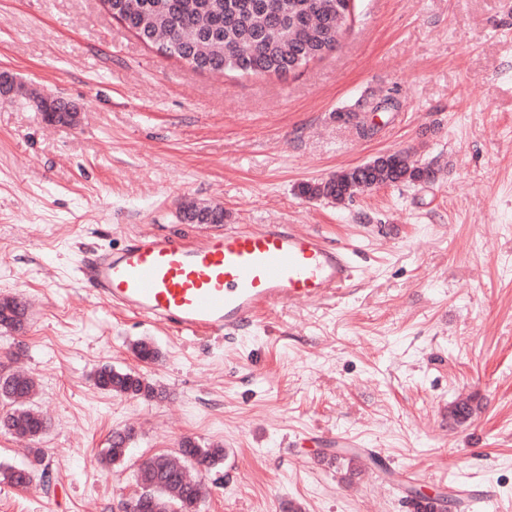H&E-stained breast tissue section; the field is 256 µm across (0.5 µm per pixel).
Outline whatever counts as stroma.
<instances>
[{
  "mask_svg": "<svg viewBox=\"0 0 512 512\" xmlns=\"http://www.w3.org/2000/svg\"><path fill=\"white\" fill-rule=\"evenodd\" d=\"M1 70L26 92L0 97V298L39 304L0 328V365L36 379L57 479L0 482V512H121L142 459L187 437L226 452L199 473L200 512H408L451 486L482 496L451 512H512V0H357L325 59L250 78L163 57L101 0H0ZM388 94L398 110L370 111ZM40 97L75 103L77 126L47 123ZM400 150L437 180L299 193ZM191 203L351 248L350 288L185 336L83 287L89 252L208 232L182 221ZM141 339L156 361L134 357ZM104 365L162 397L104 393ZM124 427L127 458L101 464ZM337 433L375 472L347 465Z\"/></svg>",
  "mask_w": 512,
  "mask_h": 512,
  "instance_id": "35a3bbf8",
  "label": "stroma"
}]
</instances>
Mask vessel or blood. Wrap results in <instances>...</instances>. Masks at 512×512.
<instances>
[{
	"label": "vessel or blood",
	"mask_w": 512,
	"mask_h": 512,
	"mask_svg": "<svg viewBox=\"0 0 512 512\" xmlns=\"http://www.w3.org/2000/svg\"><path fill=\"white\" fill-rule=\"evenodd\" d=\"M85 287L110 305L180 333L221 336L288 302L341 295L354 277L350 251L290 224L224 227L193 240L129 237L81 267Z\"/></svg>",
	"instance_id": "obj_1"
}]
</instances>
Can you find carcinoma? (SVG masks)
I'll use <instances>...</instances> for the list:
<instances>
[{
    "instance_id": "1",
    "label": "carcinoma",
    "mask_w": 512,
    "mask_h": 512,
    "mask_svg": "<svg viewBox=\"0 0 512 512\" xmlns=\"http://www.w3.org/2000/svg\"><path fill=\"white\" fill-rule=\"evenodd\" d=\"M112 18L126 24L136 37L161 55L174 58L198 72L233 73L241 77L282 76L336 49L338 36L352 20L350 0H318L321 9L306 13L308 0H108ZM438 170L413 162L406 151L380 154L361 165L330 177L301 185L308 199L345 201L350 192L383 185L432 183ZM189 224H222L224 209L218 205L191 204L182 211ZM23 300L6 297L0 302V326L23 329ZM135 356L144 362L159 357L149 341L134 344ZM95 385L110 394L153 399L157 389L137 373L105 366L94 375ZM31 383L0 370V400L11 410L0 417V427L36 442L47 421L31 404ZM133 434L112 432L105 459L125 458ZM224 461L219 445L180 446L175 454H158L144 461L138 472L141 494L150 499V512H199L197 485L186 480L187 464L210 470ZM34 472L24 465L0 463V481L26 487Z\"/></svg>"
}]
</instances>
